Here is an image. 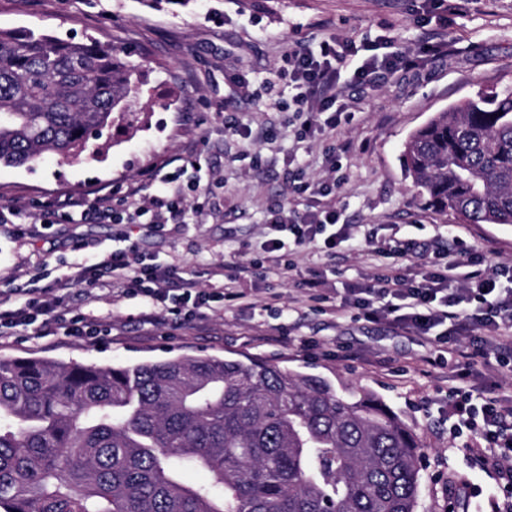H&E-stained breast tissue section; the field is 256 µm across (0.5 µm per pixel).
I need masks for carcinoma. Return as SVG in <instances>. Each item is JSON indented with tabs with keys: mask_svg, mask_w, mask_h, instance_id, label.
I'll return each mask as SVG.
<instances>
[{
	"mask_svg": "<svg viewBox=\"0 0 512 512\" xmlns=\"http://www.w3.org/2000/svg\"><path fill=\"white\" fill-rule=\"evenodd\" d=\"M142 94L99 41L0 30V166L94 154ZM401 160L425 208L512 224V86L438 113ZM421 467L374 393L258 358L0 359V512H416Z\"/></svg>",
	"mask_w": 512,
	"mask_h": 512,
	"instance_id": "cac0c4a2",
	"label": "carcinoma"
}]
</instances>
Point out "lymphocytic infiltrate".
I'll list each match as a JSON object with an SVG mask.
<instances>
[{"label":"lymphocytic infiltrate","mask_w":512,"mask_h":512,"mask_svg":"<svg viewBox=\"0 0 512 512\" xmlns=\"http://www.w3.org/2000/svg\"><path fill=\"white\" fill-rule=\"evenodd\" d=\"M358 53L353 42L335 38L322 41L316 50L298 43L289 48L292 101L297 112L306 116L305 136L311 138L336 129L348 110L350 91L416 64L414 58L398 52L363 59ZM180 177L177 171L162 175L147 205L132 211L122 214L104 206L101 199L86 198L82 214L89 220L118 223L146 215L156 224L164 223L169 215L192 218V210L184 206L183 195L175 187ZM339 220V212L331 207L307 211L295 223L285 222L281 212H273L268 222L269 238L263 245L271 261L262 280L280 279L291 271V264L285 260L290 246L319 239L331 255L341 246L355 249L347 227ZM372 254L379 259L416 254L426 257L427 262L412 276L389 267L375 283L346 284L340 308H356L366 319L389 321L438 346L455 344L457 356L466 360L484 357L490 347L504 357L512 356L511 264L499 265L494 274L485 276L473 271L474 259L467 248L437 252L431 242L414 238L390 248H375ZM252 273L251 263L241 260L229 266L222 288L197 290L176 271L130 258L127 250L117 248L75 276L56 280L53 292L32 284L19 289L12 305L0 302V335L20 326L32 328L37 336L60 332L74 337L100 335L101 329L92 318L82 313L67 315L63 303L73 288L90 291L105 278L119 287L121 296L132 295L141 298L149 309L168 307L190 318L210 302L240 299L237 286ZM462 336L472 337V345L459 346ZM448 419L453 432H475L483 442L476 465L496 470L505 489L511 490L512 469H500L499 462L512 451V399L499 396L495 388L487 386L459 392L448 401Z\"/></svg>","instance_id":"f902f5d3"}]
</instances>
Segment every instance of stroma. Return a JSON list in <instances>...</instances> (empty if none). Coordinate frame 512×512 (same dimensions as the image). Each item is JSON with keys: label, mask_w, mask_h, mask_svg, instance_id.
<instances>
[{"label": "stroma", "mask_w": 512, "mask_h": 512, "mask_svg": "<svg viewBox=\"0 0 512 512\" xmlns=\"http://www.w3.org/2000/svg\"><path fill=\"white\" fill-rule=\"evenodd\" d=\"M441 29L444 56L420 61L357 90L349 116L335 130L301 135L288 88L289 43L318 45L337 37L369 45L377 36L395 52L416 54L430 29ZM48 33L73 42L95 38L139 64L150 104L134 125L112 126L92 159L57 157L24 167H0V300L27 276L46 282L94 262L105 251L134 246L138 255L177 267L197 288H217L235 255L263 259L273 208L296 219L329 205L364 249L317 258L294 254L288 279L269 288L243 283V303H215L195 320L168 311L144 317L139 298L117 295L110 280L92 291L73 289L64 307L96 319L97 339L36 336L20 327L0 335V358H49L65 363L132 365L179 356L258 357L291 371L324 377L337 389L375 393L412 427L422 444L419 512H483L494 473L474 466L471 432L448 425V396L483 382L512 397V364L495 355L468 365L388 322L348 308L332 312L352 279L369 282L378 269L366 251L381 240L426 239L451 248L449 230L475 250L480 267L512 265V225L454 223L427 210L400 160L407 136L449 105L478 92L512 85V0H450L446 12L422 0H0V30ZM247 135L232 134L233 126ZM335 146L329 171L324 147ZM203 184L188 193L200 211L191 224L164 227L89 224L73 201L94 193L118 209L146 204L131 186L151 187L158 171L188 157ZM336 177L326 197L294 193L298 176ZM63 213L55 224L49 212ZM336 269L323 300H310L301 281L310 269Z\"/></svg>", "instance_id": "stroma-1"}]
</instances>
